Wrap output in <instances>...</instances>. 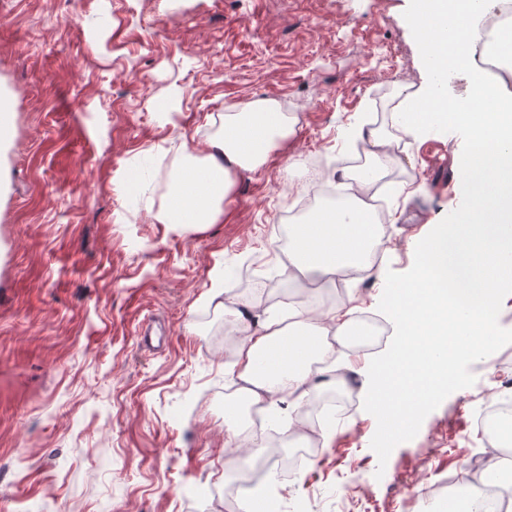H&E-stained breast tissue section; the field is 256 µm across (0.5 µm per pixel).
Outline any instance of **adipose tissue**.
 I'll return each mask as SVG.
<instances>
[{
    "label": "adipose tissue",
    "instance_id": "ef3b65f1",
    "mask_svg": "<svg viewBox=\"0 0 512 512\" xmlns=\"http://www.w3.org/2000/svg\"><path fill=\"white\" fill-rule=\"evenodd\" d=\"M295 120L281 112L276 101L256 99L233 106L210 138L208 151L198 155L182 143L171 163L165 203L152 218L160 224L205 226L216 223L235 178L261 167L269 153L287 141ZM382 245L376 224L361 205L336 210L331 221H307L288 227L289 272L295 285L335 272L372 269ZM224 323L232 342L229 370L242 380L239 393L247 401L276 408L292 400L304 402L326 373L327 336L350 333L357 307L318 310L302 304L291 329L282 330L272 316L256 313L247 302L227 300Z\"/></svg>",
    "mask_w": 512,
    "mask_h": 512
}]
</instances>
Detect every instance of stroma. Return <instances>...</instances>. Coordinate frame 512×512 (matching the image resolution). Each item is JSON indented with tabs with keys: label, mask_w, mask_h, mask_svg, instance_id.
Returning <instances> with one entry per match:
<instances>
[{
	"label": "stroma",
	"mask_w": 512,
	"mask_h": 512,
	"mask_svg": "<svg viewBox=\"0 0 512 512\" xmlns=\"http://www.w3.org/2000/svg\"><path fill=\"white\" fill-rule=\"evenodd\" d=\"M410 0H0V512H233L225 492L224 391L235 377L214 289L285 318L294 287L273 234L302 202L305 154L356 195L351 161L378 131L393 161L375 196L386 251L338 303L378 315L385 275L461 203L455 133L406 134L398 90L428 78L403 14ZM267 98L296 115L265 165L236 179L222 219L154 222L182 142L206 151L226 108ZM296 167H289V160ZM153 164L137 210V165ZM472 364L414 439L379 466L361 378L323 456L277 473L278 512H435L410 478L489 449L473 415L494 394Z\"/></svg>",
	"instance_id": "1"
}]
</instances>
